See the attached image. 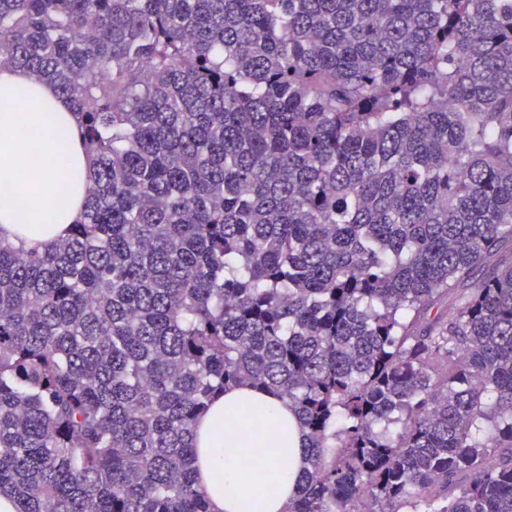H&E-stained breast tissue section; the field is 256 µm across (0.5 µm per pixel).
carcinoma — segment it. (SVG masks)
Wrapping results in <instances>:
<instances>
[{
  "mask_svg": "<svg viewBox=\"0 0 512 512\" xmlns=\"http://www.w3.org/2000/svg\"><path fill=\"white\" fill-rule=\"evenodd\" d=\"M84 218L0 239V491L211 512L194 427L305 433L286 512H512V0H0Z\"/></svg>",
  "mask_w": 512,
  "mask_h": 512,
  "instance_id": "1",
  "label": "carcinoma"
}]
</instances>
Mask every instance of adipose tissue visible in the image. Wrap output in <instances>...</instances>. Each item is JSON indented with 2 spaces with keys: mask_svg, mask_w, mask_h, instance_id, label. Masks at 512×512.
I'll return each instance as SVG.
<instances>
[{
  "mask_svg": "<svg viewBox=\"0 0 512 512\" xmlns=\"http://www.w3.org/2000/svg\"><path fill=\"white\" fill-rule=\"evenodd\" d=\"M81 118L48 83L16 68L0 69V239L14 245H45L63 238L82 216L90 160L79 135ZM65 138L70 170L53 160ZM270 412L255 423L253 406ZM196 485L212 512H284L300 485L304 436L281 399L243 386L217 399L195 428ZM237 449L233 461L221 451Z\"/></svg>",
  "mask_w": 512,
  "mask_h": 512,
  "instance_id": "1",
  "label": "adipose tissue"
}]
</instances>
